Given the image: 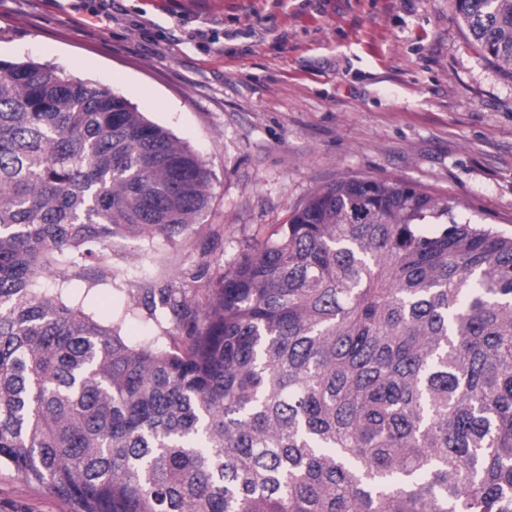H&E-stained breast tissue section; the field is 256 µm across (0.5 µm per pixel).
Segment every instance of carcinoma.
Listing matches in <instances>:
<instances>
[{
  "label": "carcinoma",
  "instance_id": "carcinoma-1",
  "mask_svg": "<svg viewBox=\"0 0 512 512\" xmlns=\"http://www.w3.org/2000/svg\"><path fill=\"white\" fill-rule=\"evenodd\" d=\"M512 76V0H454ZM205 161L130 102L0 59V467L71 512H512V232L398 180L321 188L204 299L138 289L133 347L39 279L93 289L114 239L206 209ZM120 326L121 335L125 336L130 343L137 344L145 338H151L159 346H172V341L165 332L167 325L163 321L157 322L148 318L145 311L135 310L134 315L127 314Z\"/></svg>",
  "mask_w": 512,
  "mask_h": 512
}]
</instances>
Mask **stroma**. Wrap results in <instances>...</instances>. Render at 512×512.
I'll return each instance as SVG.
<instances>
[{"mask_svg": "<svg viewBox=\"0 0 512 512\" xmlns=\"http://www.w3.org/2000/svg\"><path fill=\"white\" fill-rule=\"evenodd\" d=\"M0 59L109 88L206 162L195 224L115 239L105 282L69 284L130 343L172 344L164 322L126 314L138 288L205 287L344 177L399 179L512 231V77L453 0H0ZM0 512L70 507L1 467Z\"/></svg>", "mask_w": 512, "mask_h": 512, "instance_id": "obj_1", "label": "stroma"}]
</instances>
